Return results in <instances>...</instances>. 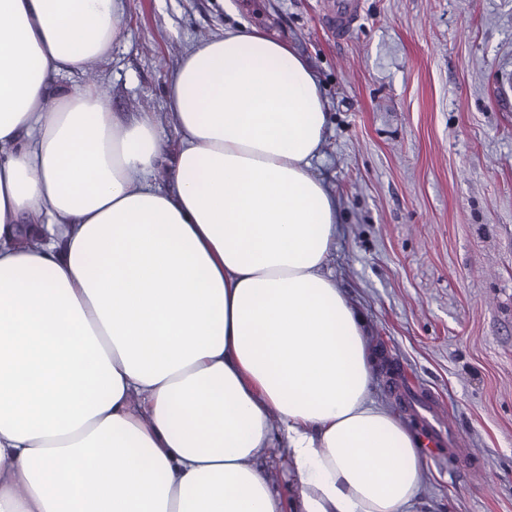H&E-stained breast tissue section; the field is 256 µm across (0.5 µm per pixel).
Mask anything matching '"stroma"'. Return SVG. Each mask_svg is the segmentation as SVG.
Wrapping results in <instances>:
<instances>
[{"label": "stroma", "mask_w": 512, "mask_h": 512, "mask_svg": "<svg viewBox=\"0 0 512 512\" xmlns=\"http://www.w3.org/2000/svg\"><path fill=\"white\" fill-rule=\"evenodd\" d=\"M125 0L91 77L175 131L164 80L191 42L246 24L304 56L327 104L313 169L334 193L329 267L360 310L375 398L435 426L417 512H512V0ZM359 0H336L330 21L335 25L336 36L345 38L351 32L355 19Z\"/></svg>", "instance_id": "obj_1"}]
</instances>
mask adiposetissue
I'll return each instance as SVG.
<instances>
[{"label": "adipose tissue", "instance_id": "1", "mask_svg": "<svg viewBox=\"0 0 512 512\" xmlns=\"http://www.w3.org/2000/svg\"><path fill=\"white\" fill-rule=\"evenodd\" d=\"M125 35L122 0H0V512H413L425 442L328 270L315 74L257 27L191 43L169 152L84 80ZM281 457L273 458L267 463V473L273 484L288 492V499L290 500L296 495V483L289 467L283 461H280Z\"/></svg>", "mask_w": 512, "mask_h": 512}]
</instances>
